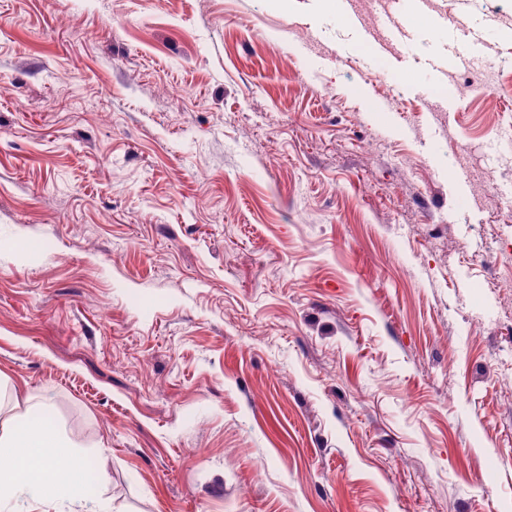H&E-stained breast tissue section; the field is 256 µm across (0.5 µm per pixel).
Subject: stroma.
Masks as SVG:
<instances>
[{"instance_id":"obj_1","label":"stroma","mask_w":512,"mask_h":512,"mask_svg":"<svg viewBox=\"0 0 512 512\" xmlns=\"http://www.w3.org/2000/svg\"><path fill=\"white\" fill-rule=\"evenodd\" d=\"M368 2L0 0V388L108 459L60 512H512V0Z\"/></svg>"}]
</instances>
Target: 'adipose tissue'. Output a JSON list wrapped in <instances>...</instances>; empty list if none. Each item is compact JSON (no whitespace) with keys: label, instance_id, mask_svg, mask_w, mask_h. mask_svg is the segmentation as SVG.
Listing matches in <instances>:
<instances>
[{"label":"adipose tissue","instance_id":"1","mask_svg":"<svg viewBox=\"0 0 512 512\" xmlns=\"http://www.w3.org/2000/svg\"><path fill=\"white\" fill-rule=\"evenodd\" d=\"M80 475L76 443L55 420L51 403L26 399L12 425L0 428V503L27 490L53 512L74 500Z\"/></svg>","mask_w":512,"mask_h":512}]
</instances>
